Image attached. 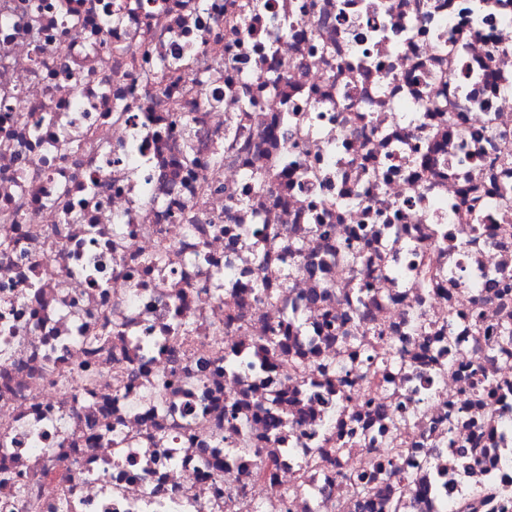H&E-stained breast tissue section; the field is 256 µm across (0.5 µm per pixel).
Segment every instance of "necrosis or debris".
<instances>
[{
    "label": "necrosis or debris",
    "mask_w": 512,
    "mask_h": 512,
    "mask_svg": "<svg viewBox=\"0 0 512 512\" xmlns=\"http://www.w3.org/2000/svg\"><path fill=\"white\" fill-rule=\"evenodd\" d=\"M1 241L0 512H512V0H0Z\"/></svg>",
    "instance_id": "obj_1"
}]
</instances>
